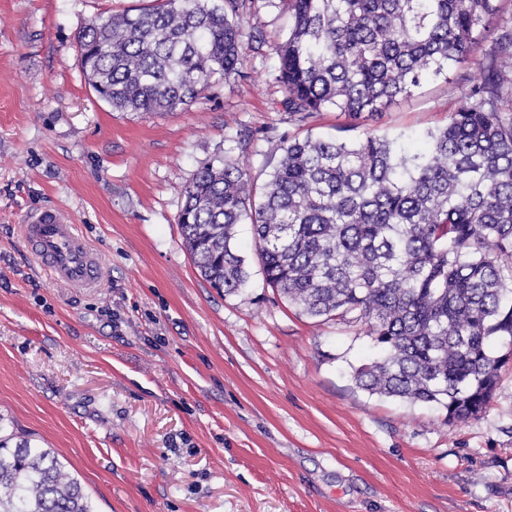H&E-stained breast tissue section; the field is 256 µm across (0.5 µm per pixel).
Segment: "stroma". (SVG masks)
I'll return each instance as SVG.
<instances>
[{
	"label": "stroma",
	"mask_w": 512,
	"mask_h": 512,
	"mask_svg": "<svg viewBox=\"0 0 512 512\" xmlns=\"http://www.w3.org/2000/svg\"><path fill=\"white\" fill-rule=\"evenodd\" d=\"M152 0H0V435L58 455L94 512H512V342L486 413L358 388L378 351L363 323L299 314L263 281L211 288L182 245L184 190L231 158L264 182L286 138L373 132L423 148L461 103L424 82L382 112L281 106L279 0H253L264 43L239 75L172 113L115 112L85 80L77 36ZM251 139L237 147L238 135ZM68 210L103 267L96 291L50 280L21 239Z\"/></svg>",
	"instance_id": "35a3bbf8"
}]
</instances>
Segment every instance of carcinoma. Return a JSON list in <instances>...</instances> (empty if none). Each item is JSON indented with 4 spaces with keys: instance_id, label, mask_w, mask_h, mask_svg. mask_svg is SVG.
Returning a JSON list of instances; mask_svg holds the SVG:
<instances>
[{
    "instance_id": "obj_1",
    "label": "carcinoma",
    "mask_w": 512,
    "mask_h": 512,
    "mask_svg": "<svg viewBox=\"0 0 512 512\" xmlns=\"http://www.w3.org/2000/svg\"><path fill=\"white\" fill-rule=\"evenodd\" d=\"M250 0H157L95 20L78 35L90 86L117 112H173L239 74L256 36ZM292 25L276 46L282 105L356 117L409 96L426 78L455 82L448 124L407 153L372 132L288 139L262 184L230 159L204 166L178 216L210 286L248 282L236 227L253 226L265 283L310 318L366 326L381 357L355 369L361 389L438 404L450 422L486 411L512 341V25L465 66L501 0H282ZM0 512H94L58 456L0 439Z\"/></svg>"
}]
</instances>
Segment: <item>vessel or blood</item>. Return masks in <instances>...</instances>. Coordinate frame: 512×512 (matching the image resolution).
<instances>
[{"instance_id":"b4317fda","label":"vessel or blood","mask_w":512,"mask_h":512,"mask_svg":"<svg viewBox=\"0 0 512 512\" xmlns=\"http://www.w3.org/2000/svg\"><path fill=\"white\" fill-rule=\"evenodd\" d=\"M20 232L34 259L54 281L79 290L99 287L101 261L67 212L30 211Z\"/></svg>"}]
</instances>
